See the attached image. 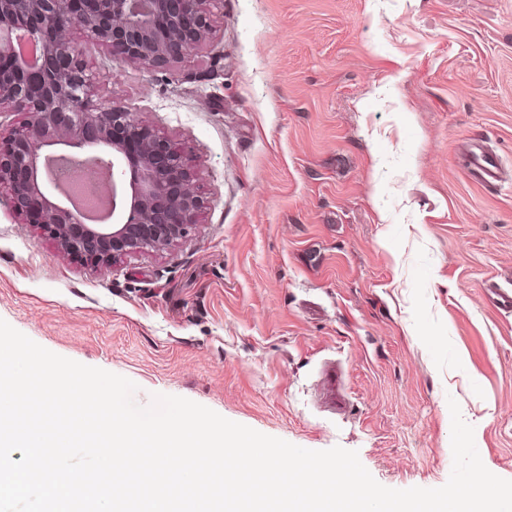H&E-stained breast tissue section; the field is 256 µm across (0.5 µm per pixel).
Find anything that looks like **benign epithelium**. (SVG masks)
<instances>
[{
    "instance_id": "obj_1",
    "label": "benign epithelium",
    "mask_w": 512,
    "mask_h": 512,
    "mask_svg": "<svg viewBox=\"0 0 512 512\" xmlns=\"http://www.w3.org/2000/svg\"><path fill=\"white\" fill-rule=\"evenodd\" d=\"M214 0H0V187L13 212L37 221L63 258L97 271L143 254H163L188 237L204 207L191 189L197 168L137 114L94 101L78 46L79 27L113 57L142 68L183 58L210 36ZM85 157L112 197L109 224H87L60 192L50 161L59 148ZM130 179L131 198H119Z\"/></svg>"
}]
</instances>
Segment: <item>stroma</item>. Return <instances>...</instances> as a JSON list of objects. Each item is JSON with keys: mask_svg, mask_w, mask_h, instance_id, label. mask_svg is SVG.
Here are the masks:
<instances>
[{"mask_svg": "<svg viewBox=\"0 0 512 512\" xmlns=\"http://www.w3.org/2000/svg\"><path fill=\"white\" fill-rule=\"evenodd\" d=\"M212 20L162 70L70 28L96 102L179 147L205 206L180 246L100 274L0 189V319L138 404L354 450L394 489L448 481L453 399L512 480V311L489 291L512 290V0H216ZM471 155L474 159L473 164L477 177L486 183H491L497 175L498 164L494 162L490 155L484 153L483 149L478 145L473 146Z\"/></svg>", "mask_w": 512, "mask_h": 512, "instance_id": "stroma-1", "label": "stroma"}]
</instances>
